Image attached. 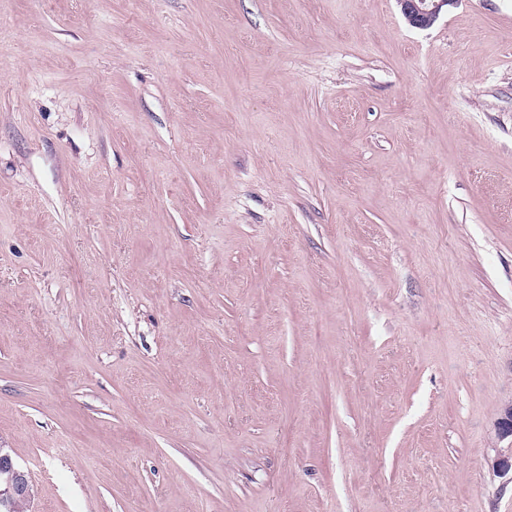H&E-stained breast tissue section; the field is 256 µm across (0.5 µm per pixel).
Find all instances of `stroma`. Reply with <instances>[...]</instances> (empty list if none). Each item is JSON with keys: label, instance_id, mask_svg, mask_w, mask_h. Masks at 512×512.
Instances as JSON below:
<instances>
[{"label": "stroma", "instance_id": "35a3bbf8", "mask_svg": "<svg viewBox=\"0 0 512 512\" xmlns=\"http://www.w3.org/2000/svg\"><path fill=\"white\" fill-rule=\"evenodd\" d=\"M512 0H0V448L31 512H512ZM408 24L418 29H428L438 20L446 7L456 5L458 0H396Z\"/></svg>", "mask_w": 512, "mask_h": 512}]
</instances>
